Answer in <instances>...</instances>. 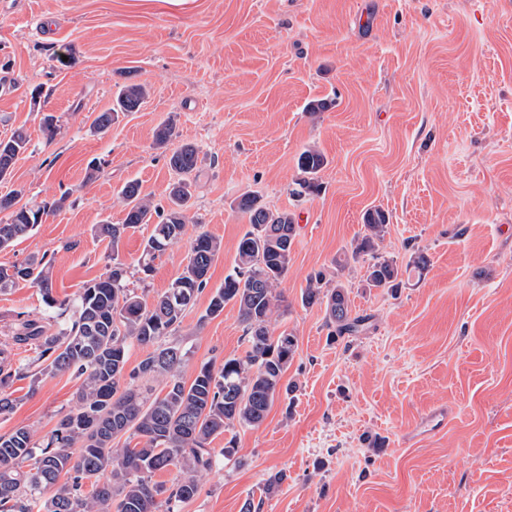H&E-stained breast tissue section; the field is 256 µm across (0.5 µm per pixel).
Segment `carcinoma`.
Masks as SVG:
<instances>
[{
    "label": "carcinoma",
    "mask_w": 512,
    "mask_h": 512,
    "mask_svg": "<svg viewBox=\"0 0 512 512\" xmlns=\"http://www.w3.org/2000/svg\"><path fill=\"white\" fill-rule=\"evenodd\" d=\"M147 95L141 84L121 86L112 106L95 116L94 129L104 133L119 115L139 111ZM177 137L171 121L153 132L159 148L169 147ZM28 143L23 128L0 140V180L11 175ZM198 160L199 150L192 143L170 151L168 162L177 180L170 186L169 207L162 215L142 195L139 181L120 187L123 222L95 228L109 241L112 264L102 276L85 282L74 297L55 295L51 266L43 258L0 268V292L29 284L39 289L43 302L37 315L17 314L12 336L0 345V418L11 415L18 403L8 391L16 380L30 379L31 391L46 375L69 374L80 381L74 405L59 414L48 433L38 438L22 426L0 435V512H179L180 504L198 494L202 476L234 450L231 441L218 450L213 441L236 425H261L279 397V383L297 351L296 336L271 330L273 316L284 302L279 286L297 235L293 214L270 210L255 192L238 197L236 209L248 215L249 229L238 242L233 270L212 292L199 323L234 303L245 327L247 349L219 365L201 363L189 383L183 373L191 350L177 332L208 286L210 269L223 253L222 241L197 231L181 272L152 301L130 287L135 276L145 282L154 261L187 234ZM326 164V156L315 147L301 152L297 166L302 177L291 194H318V174ZM21 194L13 190L0 195V213H8L7 221L0 223L1 250L30 235L44 217L65 208L69 198L64 193L50 203L28 207L19 205ZM155 214L160 221L143 241L132 267L120 257L123 240L129 231L152 223ZM388 224L385 211L367 210L351 253L334 262L343 267L370 257L365 288H397L403 273L427 266L423 254L404 267L378 257ZM301 302L324 307L332 340L358 335L370 320L352 313L347 287L331 283L322 271L309 279ZM136 345L145 354L129 370L128 353ZM27 346L36 356L26 361L15 358V350ZM172 468L178 472L172 486L153 481L156 473ZM87 481L89 493L83 490Z\"/></svg>",
    "instance_id": "carcinoma-1"
}]
</instances>
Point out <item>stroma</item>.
<instances>
[{
  "label": "stroma",
  "instance_id": "stroma-1",
  "mask_svg": "<svg viewBox=\"0 0 512 512\" xmlns=\"http://www.w3.org/2000/svg\"><path fill=\"white\" fill-rule=\"evenodd\" d=\"M37 14L53 37L36 34ZM125 83L147 87L140 111L94 132ZM316 98L330 106L312 115ZM47 112L59 119L50 142ZM170 119L199 149L188 230L224 246L210 288L248 225L238 196L258 192L298 224L280 286L288 310L272 324L298 341L282 377L295 398L219 436L234 454L180 512H241L248 500L261 512H512V0H0V140L20 127L30 137L0 195L71 200L0 250V267L46 257L62 297L103 274L112 250L93 228L124 218L120 186L139 180L167 204L173 173L153 131ZM308 147L328 160L322 191L296 199ZM375 207L390 219L379 256L429 260L394 293L362 287L365 262L333 264ZM320 270L349 287L366 333L328 341L323 307L301 302ZM208 302L179 331L188 380L246 350L237 307L203 323ZM41 309L38 288L0 292V342L17 313ZM78 386L15 382L0 434H46ZM438 411L447 422L433 432L424 420Z\"/></svg>",
  "mask_w": 512,
  "mask_h": 512
}]
</instances>
